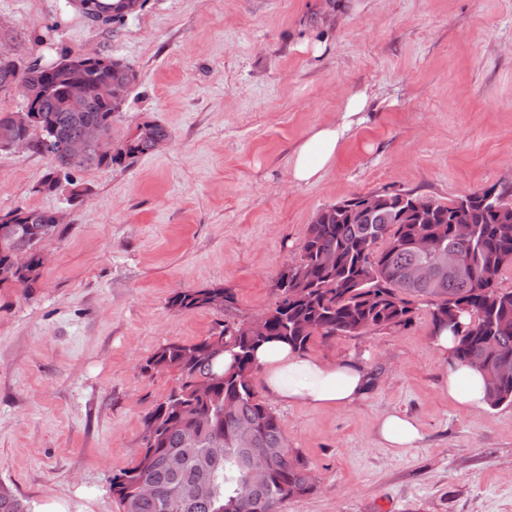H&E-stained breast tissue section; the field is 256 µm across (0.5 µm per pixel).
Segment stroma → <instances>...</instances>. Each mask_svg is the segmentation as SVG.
<instances>
[{
	"label": "stroma",
	"instance_id": "35a3bbf8",
	"mask_svg": "<svg viewBox=\"0 0 512 512\" xmlns=\"http://www.w3.org/2000/svg\"><path fill=\"white\" fill-rule=\"evenodd\" d=\"M1 49L21 66L64 50L130 63L141 78L115 138L144 121L171 132L130 167L81 172L77 206L34 193L46 156L0 149V211L68 215L34 292L0 289V483L35 510L119 512L112 477L177 384L145 360L272 304L319 210L372 191L446 203L512 186V0H146L106 25L63 0H0ZM357 90L363 122L318 181L293 184L297 144ZM212 285L234 309L169 308L175 290ZM433 329L424 305L405 327L313 340L308 355L361 361L371 386L346 408L270 400L318 476L282 512H512V405L452 401ZM390 411L419 422L418 448L381 443Z\"/></svg>",
	"mask_w": 512,
	"mask_h": 512
}]
</instances>
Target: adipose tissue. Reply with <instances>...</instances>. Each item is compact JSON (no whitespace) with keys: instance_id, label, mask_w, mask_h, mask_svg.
Masks as SVG:
<instances>
[{"instance_id":"1","label":"adipose tissue","mask_w":512,"mask_h":512,"mask_svg":"<svg viewBox=\"0 0 512 512\" xmlns=\"http://www.w3.org/2000/svg\"><path fill=\"white\" fill-rule=\"evenodd\" d=\"M369 96L359 90L350 94L335 123L311 130L295 148L290 162V180L296 184L317 181L335 160L336 152L362 120ZM456 338L447 326H438L433 348L445 366V388L449 398L467 410L488 409L486 377L473 366L454 363ZM265 392L288 404L313 409L352 406L368 393L369 377L364 365L353 360L329 362L294 349L284 342H268L254 353ZM383 444L402 453L417 447L422 439L418 422L391 412L377 420Z\"/></svg>"}]
</instances>
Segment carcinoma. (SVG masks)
Listing matches in <instances>:
<instances>
[{"mask_svg":"<svg viewBox=\"0 0 512 512\" xmlns=\"http://www.w3.org/2000/svg\"><path fill=\"white\" fill-rule=\"evenodd\" d=\"M124 0L112 14L91 8L86 14L105 22H119ZM51 76L40 68H19L0 51V92L21 83L30 91L26 107L33 128L13 125V113L0 111V131L28 135L33 152L50 149V168L34 187L41 194L68 189L81 202L88 188L75 177L92 168L112 167L149 154L169 140V130L153 121L137 125L122 139L113 136L116 113L112 87L129 92L140 80L138 71L121 59L102 55L83 61L64 53ZM85 83L86 94L72 106L64 89L73 79ZM95 123L105 139L81 158L62 149L78 138L83 127ZM419 196L409 191L385 192L382 208L372 211L358 194L318 211L308 225L299 259L277 275L276 298L266 308L268 335L252 336L244 320H226L208 336L193 343L160 346L143 365L146 371H174L178 387L144 416L140 452L135 462L112 477V495L122 512H280L289 499L311 494L317 476L301 454L288 446L280 417L259 396L252 356L257 346L284 340L303 351L314 337H356L368 331L408 325L416 312L414 299L434 298L433 324L448 323L456 332L453 357L461 364L493 361L501 364L496 383L488 385L492 407L512 405V290L497 287L503 268L512 265V191L494 187L462 195L448 203L432 201L429 214H419ZM474 225L471 240L452 234L457 213ZM14 223H0V288H18L29 294L42 275L37 244L42 236L57 234L60 225L52 213L36 208L10 210ZM432 244L421 253L411 245L418 236ZM441 249L461 254L464 272H440L431 286L406 281L409 267L432 262ZM326 256L336 263L328 267ZM308 271L301 279L299 269ZM235 293L222 285L181 289L172 293L170 308L192 312L210 308L228 310ZM229 351L235 367L212 371L216 358ZM212 380L206 398L196 395L195 381ZM242 425L255 431L251 448L235 441ZM268 456L266 480L248 482L254 449ZM176 456L178 468L168 459ZM155 489L138 494L139 485ZM0 512H29L27 501L10 487L0 485Z\"/></svg>","mask_w":512,"mask_h":512,"instance_id":"obj_1","label":"carcinoma"}]
</instances>
